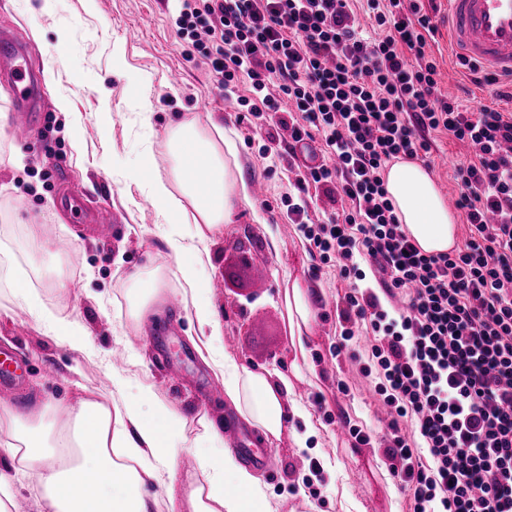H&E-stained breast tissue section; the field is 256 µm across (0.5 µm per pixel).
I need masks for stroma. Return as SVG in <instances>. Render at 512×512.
Here are the masks:
<instances>
[{
	"label": "stroma",
	"mask_w": 512,
	"mask_h": 512,
	"mask_svg": "<svg viewBox=\"0 0 512 512\" xmlns=\"http://www.w3.org/2000/svg\"><path fill=\"white\" fill-rule=\"evenodd\" d=\"M432 17L438 32L431 50L441 74L442 93L471 112L488 107L512 113V81L475 74L448 44L446 0H436ZM172 0H0V30L23 44L44 96L28 143L12 133L0 136V347L20 365L18 403L35 398L55 404V420L69 419L86 391L111 390L122 379L129 398L149 386L183 407L187 434H196L200 416L215 422L236 418L219 388L222 379L198 350L201 333L191 304L170 309L159 303L143 322L129 317L128 279L134 272L160 271L167 294H181L174 276L178 262L157 227L160 202L125 174L152 152L154 170L171 174L168 138L187 113L211 115L236 135L237 161L247 183L264 182L263 199L239 203L231 224L210 239V261L202 270L209 297L225 335L234 340L225 353L237 363L290 375V400L301 403L310 421L289 418L280 440L262 444L263 463L254 472L281 512H410L412 493L383 457L389 418L377 392L380 381L369 319L347 317L345 295L371 290L381 302L389 294L362 250L356 272L338 261H323L302 231L288 220L293 204L308 205L316 223L349 209L330 202L323 188L307 181L305 150L275 125L257 127L242 112L237 96L225 98L196 49L181 40ZM180 70L179 84L167 82ZM460 80L448 82V71ZM428 171L447 205L460 193L457 170L473 162V145L444 132L429 136ZM80 196L87 211L107 217L112 233L100 238L86 217L66 208L65 193ZM40 224L47 246L34 250L26 226ZM266 287L254 284L257 269ZM23 272L43 303L89 334L80 348L48 336L26 306L14 300L12 281ZM300 284L316 314L303 348L292 344L285 293ZM351 338H344V331ZM187 350L185 375L171 372L162 352ZM216 386L208 395L206 385ZM316 432L306 448L292 436L307 424ZM369 433L359 445L349 427ZM319 466L312 472L307 460Z\"/></svg>",
	"instance_id": "obj_1"
}]
</instances>
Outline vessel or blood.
Masks as SVG:
<instances>
[{"instance_id": "obj_1", "label": "vessel or blood", "mask_w": 512, "mask_h": 512, "mask_svg": "<svg viewBox=\"0 0 512 512\" xmlns=\"http://www.w3.org/2000/svg\"><path fill=\"white\" fill-rule=\"evenodd\" d=\"M448 36L460 56L512 76V0H448ZM0 70L12 85L11 129L22 144L34 125L40 90L32 80L25 48L5 33H0ZM13 364L10 353L0 349V394L12 393L19 383Z\"/></svg>"}]
</instances>
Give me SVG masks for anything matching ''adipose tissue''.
<instances>
[{
	"mask_svg": "<svg viewBox=\"0 0 512 512\" xmlns=\"http://www.w3.org/2000/svg\"><path fill=\"white\" fill-rule=\"evenodd\" d=\"M174 167L171 179L152 172V159L131 169L134 181L145 182L154 200L163 202L158 213L166 240L175 255L195 252L194 263L178 265L175 276L189 293L200 330L206 331L208 364L224 380V394L240 417L265 437L280 438L288 417L305 416V409L289 402L292 384L284 374L258 371L236 363L220 349L221 321L205 295L200 276L203 255L197 244L223 231L231 223L238 201L248 188L231 160L236 156L232 133L203 123L196 115L174 125L168 140ZM388 195L405 231L428 254L445 253L455 245V217L434 180L419 164L394 162L385 177ZM192 208V232L172 223V214ZM16 299L25 303L48 334L82 344L87 334L59 312L41 302L26 278L13 283ZM0 417L18 423L9 457L0 461V512H6L16 483L30 473L45 482L49 512H153L154 496L147 494V480H154L170 502V512H277L252 471L224 447V434L207 418L194 439L183 438L186 418L180 408L160 399L152 388H143L138 399H128L122 383L111 392L79 401L70 424L25 421L19 407L0 402ZM181 447L217 448L214 456L198 459L197 472L188 476L186 498H179L165 476L174 470L172 436ZM69 451L60 464L48 445Z\"/></svg>",
	"mask_w": 512,
	"mask_h": 512,
	"instance_id": "obj_1",
	"label": "adipose tissue"
}]
</instances>
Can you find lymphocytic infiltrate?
<instances>
[{"instance_id": "obj_1", "label": "lymphocytic infiltrate", "mask_w": 512, "mask_h": 512, "mask_svg": "<svg viewBox=\"0 0 512 512\" xmlns=\"http://www.w3.org/2000/svg\"><path fill=\"white\" fill-rule=\"evenodd\" d=\"M367 5L372 39L351 0H179L177 25L220 86L249 83L251 116L292 110L294 142L322 139L330 161L309 175L336 183L351 208L343 223L317 224L296 205L291 222L323 259L363 247L406 303L395 323L375 294L345 297L378 333V392L397 415L384 456L412 512H512V113L468 112L441 92L426 52L437 27L419 0ZM438 130L476 149L458 171L469 234L454 252L426 254L383 172L429 152ZM404 417L415 437L402 434Z\"/></svg>"}]
</instances>
